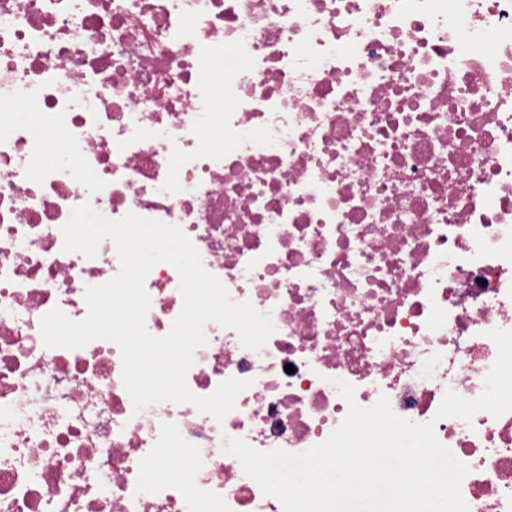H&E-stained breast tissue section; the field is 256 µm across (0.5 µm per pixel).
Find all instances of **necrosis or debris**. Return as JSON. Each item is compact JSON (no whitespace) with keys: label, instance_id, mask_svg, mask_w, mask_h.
<instances>
[{"label":"necrosis or debris","instance_id":"obj_1","mask_svg":"<svg viewBox=\"0 0 512 512\" xmlns=\"http://www.w3.org/2000/svg\"><path fill=\"white\" fill-rule=\"evenodd\" d=\"M0 104V512H283L224 446L324 442L336 378L434 422L469 512H512V410L436 416L512 331V0H0ZM86 202L178 226L270 314L257 351L205 327L189 389L251 382L223 422L135 409L113 341L45 346L120 271L112 240L63 249ZM179 283L149 273L151 335Z\"/></svg>","mask_w":512,"mask_h":512}]
</instances>
